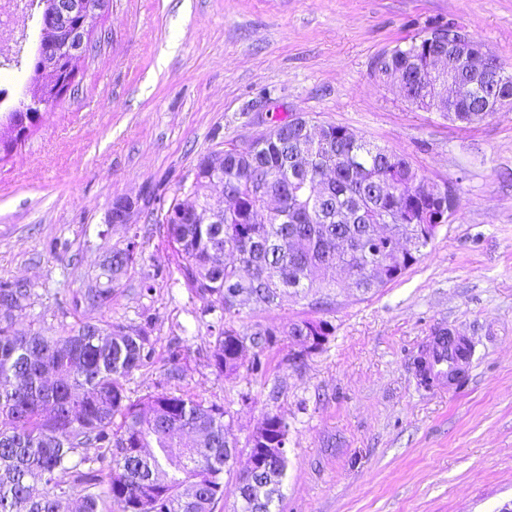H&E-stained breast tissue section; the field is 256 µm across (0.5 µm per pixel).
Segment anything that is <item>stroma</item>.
<instances>
[{
    "label": "stroma",
    "mask_w": 512,
    "mask_h": 512,
    "mask_svg": "<svg viewBox=\"0 0 512 512\" xmlns=\"http://www.w3.org/2000/svg\"><path fill=\"white\" fill-rule=\"evenodd\" d=\"M454 25L512 69V0H113L89 26L74 96L43 110L0 161V280L31 290L21 332L81 321L143 329L152 362L125 382L156 391L182 345L181 392L224 404L239 456L265 415L287 414L288 467L276 512H500L512 501V112L461 126L412 105L374 71L383 51ZM291 114L345 126L406 157L430 184L455 185L457 214L420 260L369 293L348 274L321 299L245 300L235 328L280 332L266 372L211 361L216 300L188 288L161 227L198 161L244 145ZM135 263L108 279L128 224ZM113 285L91 307L88 289ZM328 321L302 353L289 323ZM449 325L475 345L458 391L415 374L420 348Z\"/></svg>",
    "instance_id": "stroma-1"
}]
</instances>
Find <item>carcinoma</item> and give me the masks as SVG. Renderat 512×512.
I'll return each mask as SVG.
<instances>
[{
    "mask_svg": "<svg viewBox=\"0 0 512 512\" xmlns=\"http://www.w3.org/2000/svg\"><path fill=\"white\" fill-rule=\"evenodd\" d=\"M425 51L413 38L379 55L375 72L408 74L417 108L427 111L433 93ZM455 69L461 89L446 99L442 116L466 126L486 120V95L470 89L464 63ZM319 127L305 169L273 138L253 142L247 153L224 151V181L246 185L244 168L273 177L272 222L226 210L222 224L165 225L188 287L219 304L212 362L220 373L237 371L249 349L250 371H263L264 351L276 343L274 329L242 335L233 328L242 294L273 308L287 288L317 294L335 287L329 272L338 267L368 292L401 276L430 244L417 234L405 235L401 248L392 242L413 212L431 207L411 163L341 125ZM129 230L126 247L112 253L114 275L136 260L139 228ZM30 298V289L0 283V512H215L226 487L224 449L237 444L224 405L169 391L182 377L180 345L161 390L132 400L123 380L149 363L151 338L107 321H82L59 336L20 333L11 313ZM331 330L324 320L302 319L287 335L320 337L316 351ZM288 428L284 413H269L247 442L267 449L282 477L288 455L278 449L287 447Z\"/></svg>",
    "mask_w": 512,
    "mask_h": 512,
    "instance_id": "carcinoma-1",
    "label": "carcinoma"
}]
</instances>
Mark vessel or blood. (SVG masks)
Segmentation results:
<instances>
[{
  "instance_id": "vessel-or-blood-1",
  "label": "vessel or blood",
  "mask_w": 512,
  "mask_h": 512,
  "mask_svg": "<svg viewBox=\"0 0 512 512\" xmlns=\"http://www.w3.org/2000/svg\"><path fill=\"white\" fill-rule=\"evenodd\" d=\"M471 356V350L460 336L440 332L430 341L418 358L419 376L428 388H456L460 371Z\"/></svg>"
}]
</instances>
